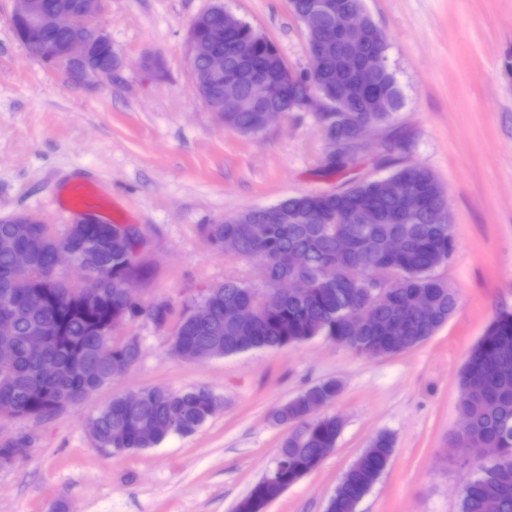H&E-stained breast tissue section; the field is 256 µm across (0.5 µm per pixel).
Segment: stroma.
<instances>
[{
    "label": "stroma",
    "mask_w": 512,
    "mask_h": 512,
    "mask_svg": "<svg viewBox=\"0 0 512 512\" xmlns=\"http://www.w3.org/2000/svg\"><path fill=\"white\" fill-rule=\"evenodd\" d=\"M213 0H106L96 24L112 40V75L76 78L31 56L16 36V0H0V216L27 213L64 231L75 181L95 185L94 212L142 231L144 302L165 301V325L129 322L137 364L85 402L37 421L0 419V441H34L0 469V512H235L272 465L285 435L273 412L308 386L338 380L319 415L343 427L320 466L265 512H326L344 472L380 433L391 461L357 512H459L467 478L453 441L468 349L493 316L512 311V0H364L382 27L403 104L374 129L353 172L362 180L406 165L431 170L448 195L456 248L435 270L458 307L422 344L381 358L317 337L201 362L171 354L184 308L212 285L263 287L257 265L214 248L203 225L294 195L345 188L323 172L326 141L302 109L247 136L200 97L192 22ZM276 45L288 68H310L289 0H224ZM205 386L224 405L189 436L154 448L98 447L91 417L113 396Z\"/></svg>",
    "instance_id": "35a3bbf8"
}]
</instances>
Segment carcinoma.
<instances>
[{
  "label": "carcinoma",
  "mask_w": 512,
  "mask_h": 512,
  "mask_svg": "<svg viewBox=\"0 0 512 512\" xmlns=\"http://www.w3.org/2000/svg\"><path fill=\"white\" fill-rule=\"evenodd\" d=\"M318 0H291V8L305 25L307 38L326 41L325 55L316 78L302 77L301 91L317 90L331 98L333 112L318 116L324 136L354 138L365 121L382 125L402 105L395 72L386 62L387 36L368 19L360 39L362 51L354 59L337 31V14L364 9L363 0H331L334 11L313 14ZM224 0L194 20L200 51L194 78L201 97L224 101V82L238 85L240 111L230 113L228 126L246 135L262 131L264 106L302 100L285 82L274 77L269 94L258 99L248 76L254 70L275 71L280 62L276 46L248 22L224 29ZM224 55V76L211 77L207 60ZM390 176H410L419 200L407 203L392 197L374 181L356 182L328 195L314 192L287 196L273 205L248 209L231 219L203 226L217 248L224 238L237 240V256L255 262L266 288L257 290L226 279L211 286L202 307H189L177 323L172 353L180 357L195 349L204 358L223 357L255 349H275L323 337L366 357H384L409 350L430 338L456 311V293L434 275V270L455 249L448 227L447 192L428 169L407 165ZM405 242L404 252L388 251L391 238ZM0 319L13 325L0 345L14 353L9 365H0V409H13L29 419L62 412L83 402L112 379L126 373L139 359L137 342H112L104 335L116 311L126 321L166 322L168 304L127 303L122 295L128 276H142L144 263L132 264L129 241L108 235L99 224H71L57 234L46 224H5L0 221ZM66 247L98 278L105 297L83 307L73 288L54 265L57 248ZM26 251L30 263L15 265L13 252ZM386 272L389 285L373 288L372 269ZM295 277L311 284L301 295H283L265 306L263 298L276 283ZM431 297L432 315L424 318L411 310L415 292ZM48 296L45 312L30 310L25 299ZM240 308L229 321L224 310ZM57 329L59 341L41 356L25 346L31 329ZM461 402L470 411L471 424L458 444L464 448L496 446L497 460L478 465L477 475L465 482L459 512H512V311L498 312L469 350L459 378ZM341 387L335 380L316 383L289 400L272 415L288 428L273 466L236 505L235 512H265L288 488L315 470L322 450L336 447L342 422L335 415L317 417L307 403L326 406L336 401ZM224 404L211 389L143 388L136 406L116 396L92 418L101 448L137 452L153 448L170 435H190ZM393 441L386 434L373 437L345 472L329 500L326 512H356L360 500L387 468Z\"/></svg>",
  "instance_id": "carcinoma-1"
}]
</instances>
